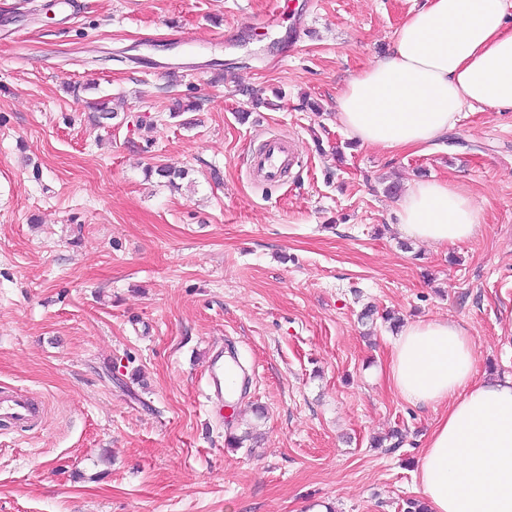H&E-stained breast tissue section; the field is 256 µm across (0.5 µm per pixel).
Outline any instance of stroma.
<instances>
[{
    "mask_svg": "<svg viewBox=\"0 0 512 512\" xmlns=\"http://www.w3.org/2000/svg\"><path fill=\"white\" fill-rule=\"evenodd\" d=\"M314 2L0 0V387L46 403L38 430L0 421V512H404L441 412L390 388L383 314L453 320L478 374L512 376V112L359 145L336 97L425 0ZM75 83L124 111L92 125ZM175 97L198 111L170 117ZM271 133L303 163L259 184ZM422 179L473 198L481 233L405 237L386 189ZM230 346L250 375L231 425L205 398Z\"/></svg>",
    "mask_w": 512,
    "mask_h": 512,
    "instance_id": "1",
    "label": "stroma"
}]
</instances>
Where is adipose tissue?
<instances>
[{
  "label": "adipose tissue",
  "mask_w": 512,
  "mask_h": 512,
  "mask_svg": "<svg viewBox=\"0 0 512 512\" xmlns=\"http://www.w3.org/2000/svg\"><path fill=\"white\" fill-rule=\"evenodd\" d=\"M506 0H427L382 59L352 77L336 115L363 145L425 146L466 107L512 109V26ZM402 232L435 248L480 232L481 208L439 180H416L399 203ZM466 331L446 319L407 324L389 381L405 401L441 406L418 467L428 512H512V377L476 379Z\"/></svg>",
  "instance_id": "adipose-tissue-1"
}]
</instances>
